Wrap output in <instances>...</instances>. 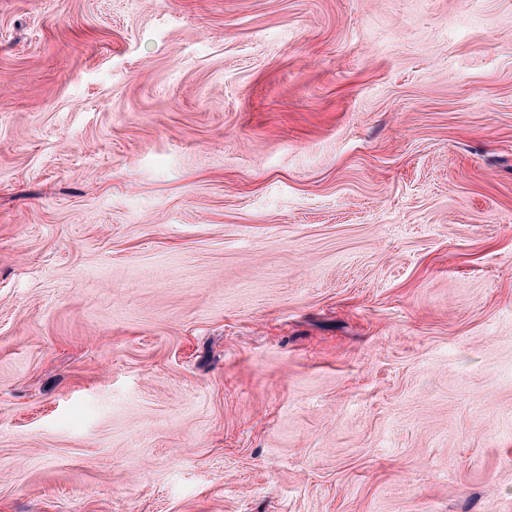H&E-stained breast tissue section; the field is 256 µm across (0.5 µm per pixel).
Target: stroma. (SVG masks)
<instances>
[{"instance_id": "stroma-1", "label": "stroma", "mask_w": 512, "mask_h": 512, "mask_svg": "<svg viewBox=\"0 0 512 512\" xmlns=\"http://www.w3.org/2000/svg\"><path fill=\"white\" fill-rule=\"evenodd\" d=\"M0 512H512V0H0Z\"/></svg>"}]
</instances>
